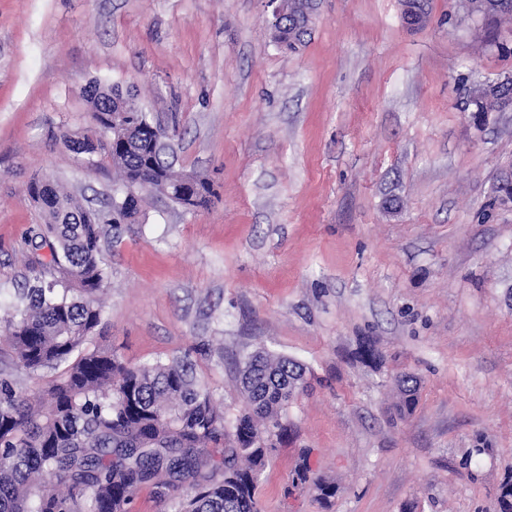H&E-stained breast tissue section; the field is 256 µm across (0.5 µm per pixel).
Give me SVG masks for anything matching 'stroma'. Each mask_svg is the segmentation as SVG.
Returning <instances> with one entry per match:
<instances>
[{
	"label": "stroma",
	"instance_id": "35a3bbf8",
	"mask_svg": "<svg viewBox=\"0 0 512 512\" xmlns=\"http://www.w3.org/2000/svg\"><path fill=\"white\" fill-rule=\"evenodd\" d=\"M266 0H0V310L29 277L48 175L106 209L107 160L84 89L135 86L176 130L178 169L214 183L194 212L147 197L103 242V333L132 365L186 358L228 416L236 361L296 359L310 386L261 476V512H498L512 476V109L466 92L512 75V26L457 0L406 24L401 0H318L298 51ZM380 363L361 359L363 337ZM419 380L399 418L396 373ZM340 490L292 487L302 451Z\"/></svg>",
	"mask_w": 512,
	"mask_h": 512
}]
</instances>
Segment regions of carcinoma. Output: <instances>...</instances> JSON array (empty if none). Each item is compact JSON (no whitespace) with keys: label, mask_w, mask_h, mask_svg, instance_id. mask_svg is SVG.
Returning <instances> with one entry per match:
<instances>
[{"label":"carcinoma","mask_w":512,"mask_h":512,"mask_svg":"<svg viewBox=\"0 0 512 512\" xmlns=\"http://www.w3.org/2000/svg\"><path fill=\"white\" fill-rule=\"evenodd\" d=\"M510 18L512 7L496 3L480 16L487 23ZM308 34L287 18L273 39L294 52ZM84 94L104 140H61L75 154L104 151L131 189L112 223L133 218L147 193L184 188L188 210L210 205L213 183L197 175L184 183L173 158L151 147L128 117L136 109L131 99L98 84ZM469 102L479 114L500 107L499 98L475 89ZM26 199L41 219L30 240L40 239L49 259L30 260L32 282L0 331L18 364L54 377L46 397L34 400L10 375L0 376V512H126L144 485L175 512H260L259 477L288 430V405L307 391L305 368L264 349L250 353L236 369L248 412L230 423L188 362L130 366L110 349L88 348L102 323L101 240L109 222L47 175L30 179ZM395 385L394 409L404 417L418 403V380L403 374ZM311 473L303 454L293 483L310 485L324 502L336 496V484Z\"/></svg>","instance_id":"obj_1"}]
</instances>
